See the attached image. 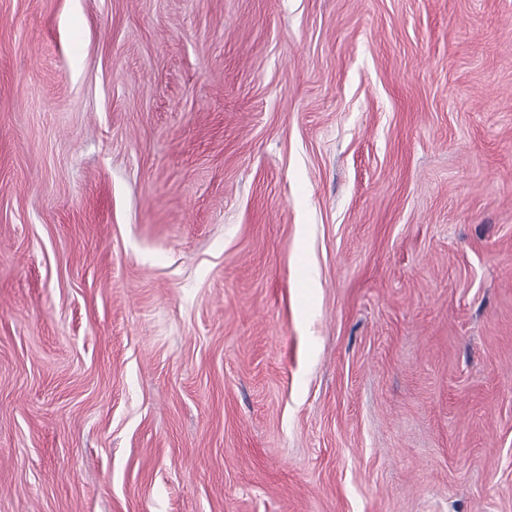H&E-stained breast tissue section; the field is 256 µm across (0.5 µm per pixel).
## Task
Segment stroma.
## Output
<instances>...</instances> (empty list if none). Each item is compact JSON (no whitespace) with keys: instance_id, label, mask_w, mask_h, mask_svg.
<instances>
[{"instance_id":"stroma-1","label":"stroma","mask_w":512,"mask_h":512,"mask_svg":"<svg viewBox=\"0 0 512 512\" xmlns=\"http://www.w3.org/2000/svg\"><path fill=\"white\" fill-rule=\"evenodd\" d=\"M0 512H512V0H0Z\"/></svg>"}]
</instances>
